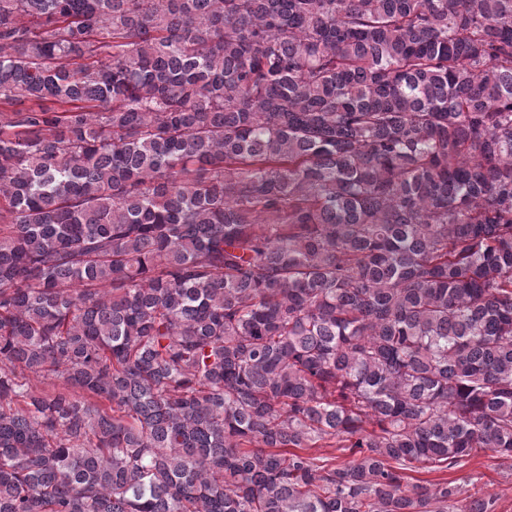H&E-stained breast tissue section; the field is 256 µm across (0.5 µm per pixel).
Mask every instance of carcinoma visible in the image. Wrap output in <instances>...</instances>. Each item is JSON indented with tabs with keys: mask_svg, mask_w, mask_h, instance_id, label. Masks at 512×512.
I'll return each mask as SVG.
<instances>
[{
	"mask_svg": "<svg viewBox=\"0 0 512 512\" xmlns=\"http://www.w3.org/2000/svg\"><path fill=\"white\" fill-rule=\"evenodd\" d=\"M477 449L512 0H0V512H494L410 476Z\"/></svg>",
	"mask_w": 512,
	"mask_h": 512,
	"instance_id": "1",
	"label": "carcinoma"
}]
</instances>
